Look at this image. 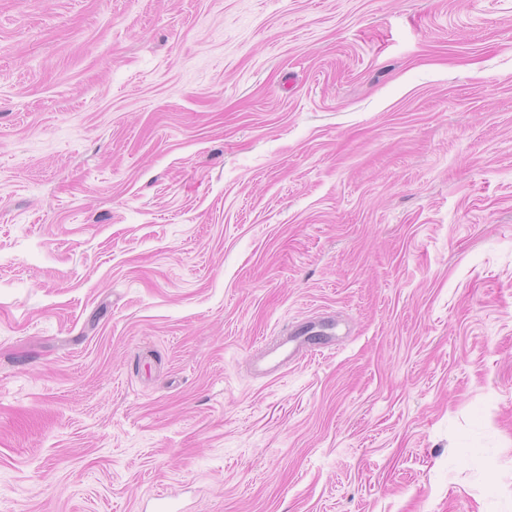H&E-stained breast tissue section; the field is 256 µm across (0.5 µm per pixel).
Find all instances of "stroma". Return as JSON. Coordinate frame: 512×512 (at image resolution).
I'll return each mask as SVG.
<instances>
[{"mask_svg":"<svg viewBox=\"0 0 512 512\" xmlns=\"http://www.w3.org/2000/svg\"><path fill=\"white\" fill-rule=\"evenodd\" d=\"M162 491L512 512V0H0V512ZM314 327H295L291 329L288 333L283 336H278L272 343L266 345L265 350L261 354V356L257 359L259 361H264L269 357H272L271 360L273 365L266 369H260L259 367H255V371L261 375H267L272 371H276L281 366L286 364L290 359L295 357L301 352L308 353V349L312 348H321L327 344V341L322 343H312L308 339L304 338L306 334L313 333L312 330Z\"/></svg>","mask_w":512,"mask_h":512,"instance_id":"1","label":"stroma"}]
</instances>
